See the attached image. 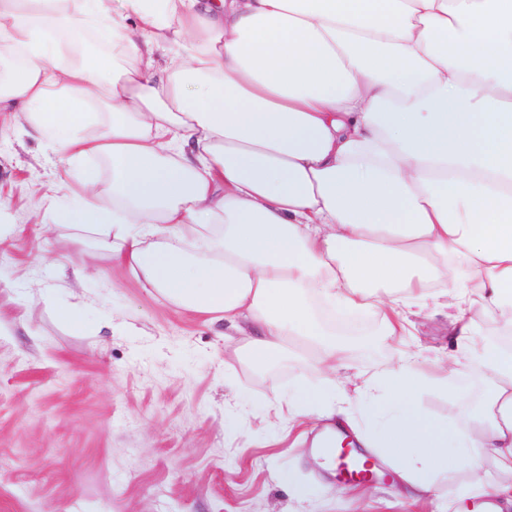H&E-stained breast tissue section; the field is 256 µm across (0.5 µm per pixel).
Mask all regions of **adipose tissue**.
Listing matches in <instances>:
<instances>
[{
  "instance_id": "1",
  "label": "adipose tissue",
  "mask_w": 512,
  "mask_h": 512,
  "mask_svg": "<svg viewBox=\"0 0 512 512\" xmlns=\"http://www.w3.org/2000/svg\"><path fill=\"white\" fill-rule=\"evenodd\" d=\"M0 113L15 112L71 178L55 221L111 229L112 260L163 300L224 321L259 367L288 342L322 374L276 417L361 419L350 446L396 474L412 508L444 474L512 507V0H0ZM97 133H90V126ZM112 165L110 204L84 181ZM450 308L486 378L466 431L425 415L412 357L340 407L338 315L389 338L408 309ZM492 457L494 477L483 470Z\"/></svg>"
}]
</instances>
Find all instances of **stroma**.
I'll return each mask as SVG.
<instances>
[{
  "label": "stroma",
  "mask_w": 512,
  "mask_h": 512,
  "mask_svg": "<svg viewBox=\"0 0 512 512\" xmlns=\"http://www.w3.org/2000/svg\"><path fill=\"white\" fill-rule=\"evenodd\" d=\"M66 179L43 140L0 116V512H398L381 461L342 491L309 443L275 423V393L318 383L310 362L252 369L223 322L163 302L108 256L77 278L82 247L50 210ZM62 306L84 311V332L60 321ZM413 323L389 340L365 313L349 373H382L405 350L429 372L428 357L453 349L448 317L431 309ZM456 389L426 384L416 398L460 426L478 373Z\"/></svg>",
  "instance_id": "obj_1"
}]
</instances>
